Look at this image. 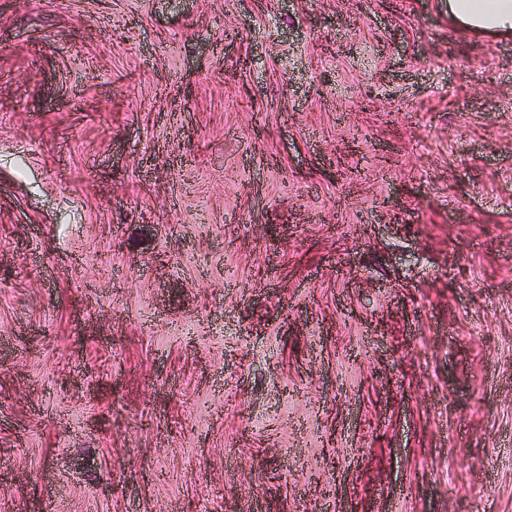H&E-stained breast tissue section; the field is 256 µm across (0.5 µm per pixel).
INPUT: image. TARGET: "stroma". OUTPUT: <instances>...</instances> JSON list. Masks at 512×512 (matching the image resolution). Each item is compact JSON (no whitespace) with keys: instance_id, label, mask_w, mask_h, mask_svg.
<instances>
[{"instance_id":"obj_1","label":"stroma","mask_w":512,"mask_h":512,"mask_svg":"<svg viewBox=\"0 0 512 512\" xmlns=\"http://www.w3.org/2000/svg\"><path fill=\"white\" fill-rule=\"evenodd\" d=\"M512 512V36L448 0H0V512Z\"/></svg>"}]
</instances>
